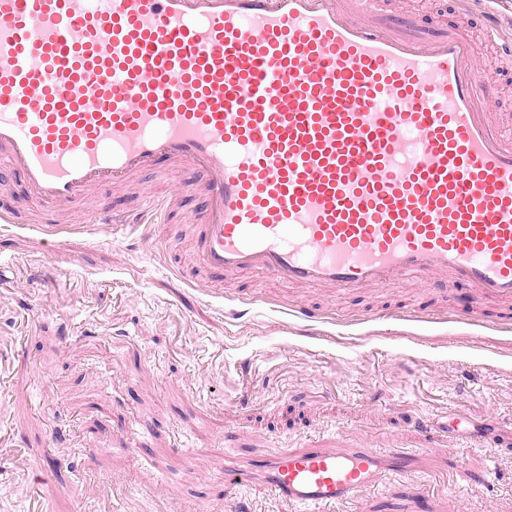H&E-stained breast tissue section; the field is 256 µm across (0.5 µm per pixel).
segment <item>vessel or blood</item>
Masks as SVG:
<instances>
[{"label":"vessel or blood","instance_id":"b4317fda","mask_svg":"<svg viewBox=\"0 0 512 512\" xmlns=\"http://www.w3.org/2000/svg\"><path fill=\"white\" fill-rule=\"evenodd\" d=\"M382 0H0V171L87 223L162 224L170 197L104 189L180 169L200 199L190 261L223 288L262 272L326 291L452 282L512 305V136L467 27ZM292 512H334L402 477L400 450L305 447L239 461Z\"/></svg>","mask_w":512,"mask_h":512}]
</instances>
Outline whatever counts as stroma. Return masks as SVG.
Listing matches in <instances>:
<instances>
[{"mask_svg": "<svg viewBox=\"0 0 512 512\" xmlns=\"http://www.w3.org/2000/svg\"><path fill=\"white\" fill-rule=\"evenodd\" d=\"M389 9L454 26L455 0H389ZM483 0L467 19L493 105L512 120V60L484 39ZM172 172L119 197L178 192L160 229L112 240L0 223V430L53 512H289L267 490H228L220 452L325 448L358 439L414 455L426 512H512V333L467 323L456 289L399 280L329 295L243 273L205 288L188 262L197 195ZM260 288L265 302L247 303ZM303 302L334 310L317 325L286 318ZM436 321L396 319L399 311ZM433 422L448 454L414 429ZM389 479L335 512H403Z\"/></svg>", "mask_w": 512, "mask_h": 512, "instance_id": "stroma-1", "label": "stroma"}]
</instances>
